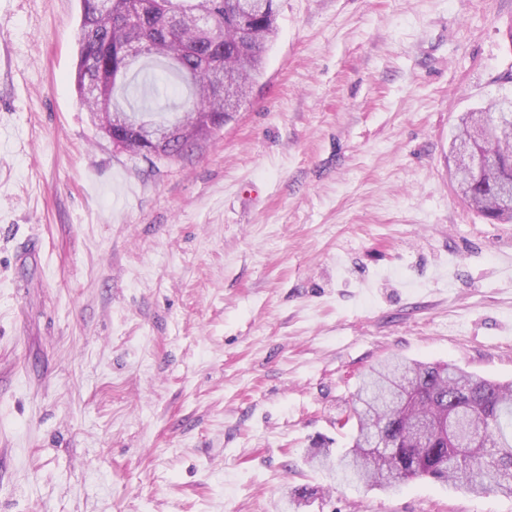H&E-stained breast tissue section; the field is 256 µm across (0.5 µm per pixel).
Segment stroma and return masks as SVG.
<instances>
[{"label": "stroma", "mask_w": 512, "mask_h": 512, "mask_svg": "<svg viewBox=\"0 0 512 512\" xmlns=\"http://www.w3.org/2000/svg\"><path fill=\"white\" fill-rule=\"evenodd\" d=\"M80 21L0 0V512H512L307 463L387 356L512 381V223L450 148L512 0H279L233 120L152 162L91 123Z\"/></svg>", "instance_id": "1"}]
</instances>
